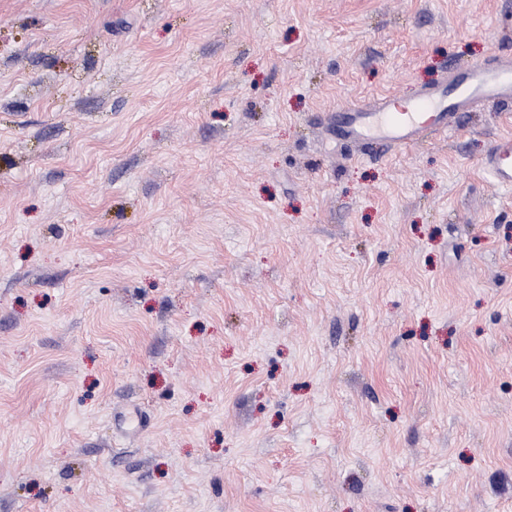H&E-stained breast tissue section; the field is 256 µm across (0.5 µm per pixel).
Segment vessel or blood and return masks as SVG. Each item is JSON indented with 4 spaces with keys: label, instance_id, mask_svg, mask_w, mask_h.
Masks as SVG:
<instances>
[{
    "label": "vessel or blood",
    "instance_id": "vessel-or-blood-1",
    "mask_svg": "<svg viewBox=\"0 0 512 512\" xmlns=\"http://www.w3.org/2000/svg\"><path fill=\"white\" fill-rule=\"evenodd\" d=\"M512 101V59L475 65L455 73L449 83L409 100L382 97L368 108L345 109L336 116L338 135L406 146L430 131L452 130L457 113L487 101ZM484 168L501 191L512 193V137H499Z\"/></svg>",
    "mask_w": 512,
    "mask_h": 512
}]
</instances>
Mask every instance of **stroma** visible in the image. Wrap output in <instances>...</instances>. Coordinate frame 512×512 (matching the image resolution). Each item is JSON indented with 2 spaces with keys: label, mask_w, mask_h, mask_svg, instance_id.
I'll use <instances>...</instances> for the list:
<instances>
[{
  "label": "stroma",
  "mask_w": 512,
  "mask_h": 512,
  "mask_svg": "<svg viewBox=\"0 0 512 512\" xmlns=\"http://www.w3.org/2000/svg\"><path fill=\"white\" fill-rule=\"evenodd\" d=\"M512 0H0V512H512V135L348 105ZM484 168L501 191L512 193V137H499L484 161Z\"/></svg>",
  "instance_id": "stroma-1"
}]
</instances>
